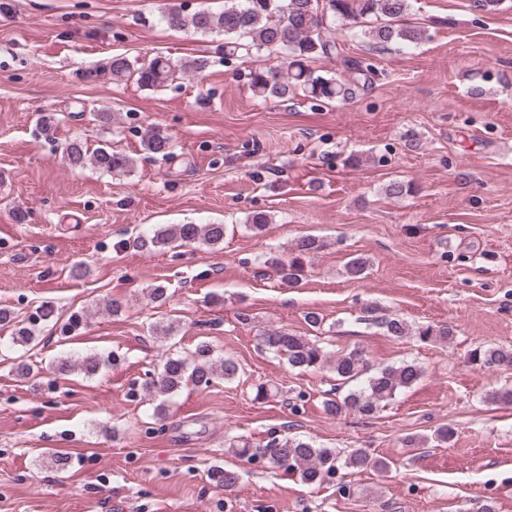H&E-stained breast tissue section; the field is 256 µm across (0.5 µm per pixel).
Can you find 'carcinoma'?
<instances>
[{
	"mask_svg": "<svg viewBox=\"0 0 512 512\" xmlns=\"http://www.w3.org/2000/svg\"><path fill=\"white\" fill-rule=\"evenodd\" d=\"M411 7V0H224V9L213 12L198 9L166 11L162 20L176 31L224 36L220 44L224 59H250L263 53L276 51L286 54V65L255 67L248 78L253 94L263 100L287 102L296 92L315 100L345 101L352 95L353 87L372 83V65L342 59L349 72L342 79L315 74L310 62L318 57H339L343 49L328 33L320 21V12L328 11L330 21L352 31L375 47L394 44L409 47L418 44L423 31L403 24ZM208 66V58L199 56L177 64L169 58L156 55L149 60L133 64L123 55L112 56L108 72L115 83L133 82L140 87L160 88L181 75H199ZM144 147L165 158L174 155L171 138L154 127L147 130ZM69 163L83 166L87 163L110 173L130 171L135 160L129 155L99 146L90 149L82 140H74L66 148ZM225 226L222 224H168L141 239V245L152 246L158 251L174 249L187 244L201 243L216 246L224 242ZM325 247L316 236H304L294 244L298 256L288 263H279L277 271L281 284L288 288L298 285L303 268L300 256L314 255ZM368 267V259L352 257L345 264V273L352 279H361ZM54 316V307L44 304L36 314L26 320L18 318L6 308H0V326L11 329L12 343L29 346L38 340V325ZM379 325L386 335L403 339L414 337L422 343H449L454 339V329L431 324L413 326L398 317H383ZM260 344L286 360L293 370L321 369L328 365L336 374V385L328 391L323 401L325 412L333 417L357 414L371 418L393 400L400 390L412 386L422 375L423 369L413 361L386 365L369 372L366 354L353 348L336 356L328 355L320 341L271 330L260 337ZM118 355L103 356L92 353L82 357L60 356L51 370L60 375L79 372L86 377L97 375L102 367L117 362ZM470 363L480 368H512V346H479L469 355ZM240 371L232 358L216 360L207 344H199L187 355L170 353L157 376L145 382L146 390L162 398L155 406L160 414L165 410L163 398L181 388L210 386L217 379L231 381ZM483 402L488 406H511L512 385L505 384L487 392ZM234 453L250 460L262 459L272 469H284L299 476L301 482L316 485L323 478L346 468L354 473L374 471L385 473L391 461L375 455L366 448H354L346 456L331 448H317L310 440L289 435L274 436L264 446H253L249 441L236 445ZM211 480L231 489L238 483V473L221 466L211 469Z\"/></svg>",
	"mask_w": 512,
	"mask_h": 512,
	"instance_id": "carcinoma-1",
	"label": "carcinoma"
}]
</instances>
